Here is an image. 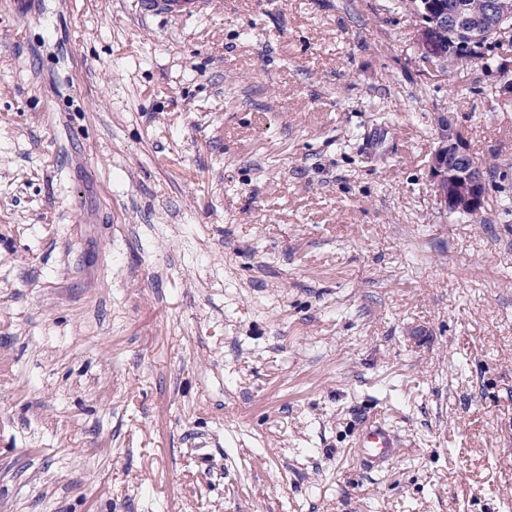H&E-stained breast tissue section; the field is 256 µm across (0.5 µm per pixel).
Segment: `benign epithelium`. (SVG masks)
Returning <instances> with one entry per match:
<instances>
[{
  "label": "benign epithelium",
  "mask_w": 512,
  "mask_h": 512,
  "mask_svg": "<svg viewBox=\"0 0 512 512\" xmlns=\"http://www.w3.org/2000/svg\"><path fill=\"white\" fill-rule=\"evenodd\" d=\"M417 12L421 18L419 46L429 63L438 56V33L445 29L458 30L472 43L512 33L511 27L502 26L512 16V0H485L483 10L472 15L460 3L446 9L431 0H418ZM438 122V144L430 159L436 207L446 214L467 215L478 211L488 196L486 172L471 155L460 125L447 115Z\"/></svg>",
  "instance_id": "7a95c632"
}]
</instances>
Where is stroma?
Masks as SVG:
<instances>
[{
    "label": "stroma",
    "mask_w": 512,
    "mask_h": 512,
    "mask_svg": "<svg viewBox=\"0 0 512 512\" xmlns=\"http://www.w3.org/2000/svg\"><path fill=\"white\" fill-rule=\"evenodd\" d=\"M388 4L0 0V512H512V41ZM136 3L143 16L182 18L206 14L213 0H137ZM419 0L417 3V12L420 14L421 25L418 29L419 46L423 58L432 66L439 53L438 33L440 42L443 45L445 55L436 66L445 69L448 63L451 66L459 61L481 58L485 59V48L490 47L491 41H484L485 38L494 36L499 39L511 34L510 26H502V22L512 15L511 0H440L442 6H448L456 2L454 7L448 9L440 7L439 4ZM477 10L483 4L484 8L477 14L468 15L465 5ZM448 29H457L458 33H450ZM472 42V43H471ZM480 42V43H475ZM448 53L451 59L448 61ZM438 122V144L429 165L436 207L441 213L478 219L488 196L486 172L471 155L460 125L447 115ZM353 447L365 465L381 468L399 454L403 445L384 422L372 418L359 423Z\"/></svg>",
    "instance_id": "1"
}]
</instances>
